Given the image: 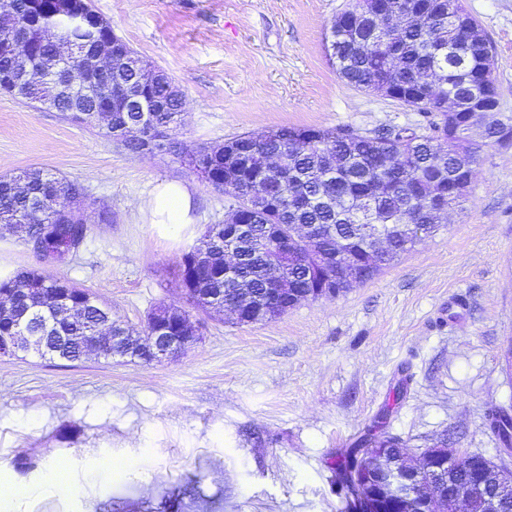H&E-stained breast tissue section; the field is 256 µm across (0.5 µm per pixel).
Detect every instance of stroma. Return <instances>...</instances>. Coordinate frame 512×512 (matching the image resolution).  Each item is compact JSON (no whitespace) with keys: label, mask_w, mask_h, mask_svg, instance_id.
I'll return each instance as SVG.
<instances>
[{"label":"stroma","mask_w":512,"mask_h":512,"mask_svg":"<svg viewBox=\"0 0 512 512\" xmlns=\"http://www.w3.org/2000/svg\"><path fill=\"white\" fill-rule=\"evenodd\" d=\"M355 0H91L184 93L182 153L136 155L62 113L0 94V175L31 166L79 183L89 232L45 262L0 230V276L39 268L142 326L183 308L198 339L173 361L89 355L0 360V483L39 486L19 512H345L339 449L385 426L410 455L450 435L458 453L512 466L488 426L512 403V144L479 145L472 184L443 227L371 280L279 318L236 322L188 304L179 262L226 198L183 152L281 126L415 128V108L339 78L330 27ZM496 50L512 117V0H463ZM186 182L194 223L139 212L159 182ZM134 472L95 473L113 461ZM75 488L51 490L55 466Z\"/></svg>","instance_id":"stroma-1"}]
</instances>
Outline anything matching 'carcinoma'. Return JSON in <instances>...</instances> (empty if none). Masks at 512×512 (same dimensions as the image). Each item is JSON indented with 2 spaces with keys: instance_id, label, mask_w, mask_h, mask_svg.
<instances>
[{
  "instance_id": "obj_1",
  "label": "carcinoma",
  "mask_w": 512,
  "mask_h": 512,
  "mask_svg": "<svg viewBox=\"0 0 512 512\" xmlns=\"http://www.w3.org/2000/svg\"><path fill=\"white\" fill-rule=\"evenodd\" d=\"M400 7L419 17L416 22L382 17L359 29L344 16L336 18L333 40L336 51L331 62L341 79L351 86L387 97L397 92L404 104L424 114L426 124L412 129L378 128L361 133L347 127L333 129L280 127L268 137L242 134L227 140L233 156L211 155L212 147H199L188 154V164L196 169L200 162L206 181L216 186L224 179V169L237 167L235 177L224 183L227 208L249 203L247 229L232 240H216L204 231L193 248L209 255L208 265L196 270L195 288L201 295L214 296L211 302L192 300L203 312H222L224 303L237 300L253 305L254 322H268L265 298L267 288L280 280L288 287L326 288L339 280L332 266L325 278H307L306 269L288 264V257L266 235V225L279 224L283 230L319 225L328 236L307 253L310 265L315 256L329 251L353 253L361 263L357 282L372 278L383 266L372 262L367 250L381 243L387 248L386 263L412 250L419 242L440 230L436 211L458 203L467 191L468 172L457 165V158L438 143L441 133L459 121V113L448 111V96L462 106L469 105L473 85L492 74L494 55L491 40L478 23L456 29L448 21L440 0H401ZM112 34V25L102 20L99 28L75 22V13L60 0H0V69L26 55L40 65L37 77L23 84L0 85L7 93L26 103L50 99L57 111L87 127H95L94 103L103 100L108 87L104 76L81 70L80 58L92 51L98 40ZM71 46V61L57 58L56 42ZM399 53L400 66L390 69L384 42ZM436 72L441 81L424 90L418 78ZM123 77L133 92H142L141 111L128 112L124 100L112 102L105 116L104 135L120 141L117 130L142 120L153 125L146 141L126 140L123 146L132 153L163 152L173 148L172 132L177 128L184 100L169 75L141 88L137 75L126 70ZM82 104L86 112L70 111ZM512 142V118L496 120L488 145ZM59 188L81 201L79 184L45 170L29 168L17 175H0V224L31 238L54 225L59 247L69 239L73 227L48 218L51 191ZM383 225L377 243L366 233L365 225ZM244 257L231 271H224V254ZM71 284L44 271L22 269L15 276L0 280L6 288H42L51 299L58 288ZM490 429L506 450L512 449V410L494 407L488 412ZM385 454L407 456L406 444L387 434L374 442L371 435L336 458V493L345 497L349 512H358L352 485L359 474L362 458Z\"/></svg>"
}]
</instances>
